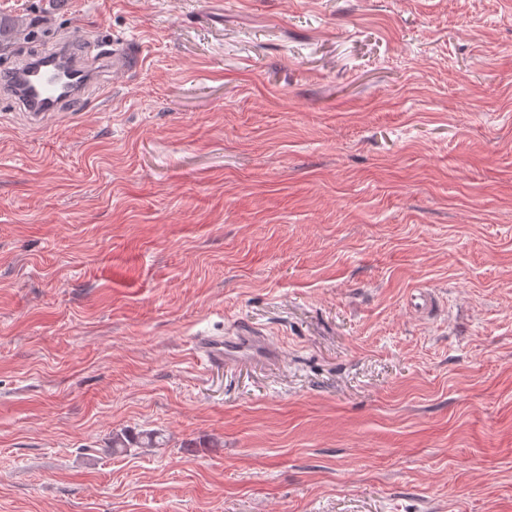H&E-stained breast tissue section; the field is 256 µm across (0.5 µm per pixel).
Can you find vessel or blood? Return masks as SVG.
<instances>
[{
    "label": "vessel or blood",
    "instance_id": "b4317fda",
    "mask_svg": "<svg viewBox=\"0 0 512 512\" xmlns=\"http://www.w3.org/2000/svg\"><path fill=\"white\" fill-rule=\"evenodd\" d=\"M68 44L48 53L49 61L62 64L59 75L46 73L39 63L26 61L5 70L6 83L0 90L26 107L28 118L37 124L53 120L59 107L84 94L96 75L83 63L67 60ZM196 346L214 365H231L243 360H277L279 353L261 331L238 327L227 337L198 338Z\"/></svg>",
    "mask_w": 512,
    "mask_h": 512
}]
</instances>
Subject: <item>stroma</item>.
I'll use <instances>...</instances> for the list:
<instances>
[{
  "label": "stroma",
  "instance_id": "35a3bbf8",
  "mask_svg": "<svg viewBox=\"0 0 512 512\" xmlns=\"http://www.w3.org/2000/svg\"><path fill=\"white\" fill-rule=\"evenodd\" d=\"M0 19L99 72L0 94V512H512V0ZM240 323L278 361L194 351ZM68 44H59L41 62L26 61L4 70L6 84L1 92L15 97L26 107V115L37 124L53 120L64 103L84 94L85 89L96 82V74L77 58L76 63L67 60ZM52 61L64 66L58 77L46 73L42 62ZM67 86V88H65ZM159 439L153 431H143L136 438L117 435L112 437V452L116 454L123 453L127 451V448H131L134 445L139 448H157L162 445V441H159Z\"/></svg>",
  "mask_w": 512,
  "mask_h": 512
}]
</instances>
